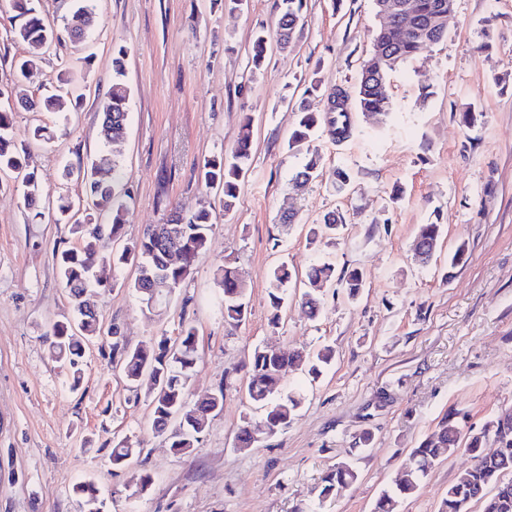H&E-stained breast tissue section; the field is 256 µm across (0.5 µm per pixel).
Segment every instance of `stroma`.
I'll return each mask as SVG.
<instances>
[{
    "mask_svg": "<svg viewBox=\"0 0 512 512\" xmlns=\"http://www.w3.org/2000/svg\"><path fill=\"white\" fill-rule=\"evenodd\" d=\"M90 2L100 24L82 49L42 53L14 40L0 0V85L17 99L37 96L64 69L83 95L75 112L14 113L16 138L36 124L56 134L27 144L41 205L80 193L77 182L61 181L64 164L117 157L130 194L122 242L165 223L174 207L210 210L213 228L192 274L156 310L130 289L133 266L98 267L105 285L87 299L103 335L86 345L74 391L43 337L72 316L57 255L80 242L69 225L35 218L13 179L0 176V512H83L72 486L85 480L99 487L105 512H372L446 415L459 414L466 430L512 411V0H454L446 39L392 74L388 117L352 111L349 138L322 130L305 150L288 147L293 106L320 112L331 90L354 95L383 23L374 0H305L292 47H271L257 72L252 38L275 39L282 0ZM119 47L131 97L115 151L99 124ZM19 58L30 62L23 80L13 70ZM466 112L474 124H463ZM247 116L254 159L226 212L198 171L204 158L230 152ZM311 151L321 175L295 189ZM338 168L351 174L341 192L331 184ZM330 210L343 216V232L311 241V225ZM287 212L296 219L285 227ZM435 221L443 224L439 257L423 267L413 246L420 225ZM460 242L469 260L449 268ZM324 262L359 270L365 288L352 301L340 285L324 286L312 317L300 297L309 269ZM282 263L297 279L274 324L269 275ZM225 264L249 301L238 324L225 322L220 306ZM186 325L198 337L189 400L224 393L188 455L152 433L144 391L112 361L113 340L135 348L176 339ZM326 345L335 358L319 377L292 366L282 380L303 396L288 427L237 447L243 418L263 421L247 396L254 347ZM367 430L373 439L360 444ZM120 439L135 453L116 466L110 452ZM340 461L356 468L357 482L321 496L323 476ZM470 462L461 451L436 465L397 512H438ZM143 473L152 477L145 490Z\"/></svg>",
    "mask_w": 512,
    "mask_h": 512,
    "instance_id": "obj_1",
    "label": "stroma"
}]
</instances>
